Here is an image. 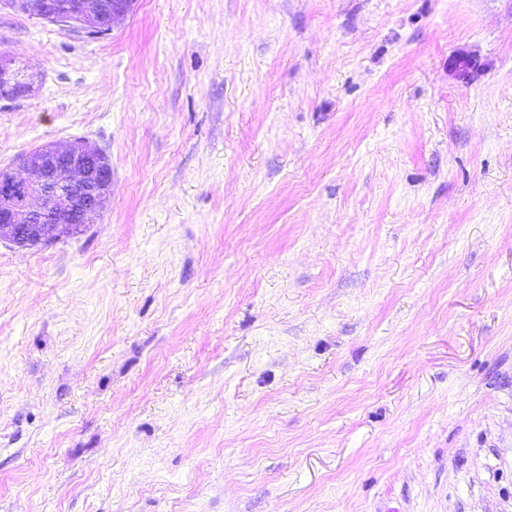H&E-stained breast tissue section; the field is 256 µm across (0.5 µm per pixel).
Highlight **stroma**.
Masks as SVG:
<instances>
[{"label": "stroma", "instance_id": "1", "mask_svg": "<svg viewBox=\"0 0 512 512\" xmlns=\"http://www.w3.org/2000/svg\"><path fill=\"white\" fill-rule=\"evenodd\" d=\"M1 51L0 168L85 140L112 196L0 242V512H512V0L0 4ZM66 1V2H56ZM16 8L34 13L42 20L87 32L108 35L117 18L123 16L132 0H10ZM10 4H7L11 7Z\"/></svg>", "mask_w": 512, "mask_h": 512}]
</instances>
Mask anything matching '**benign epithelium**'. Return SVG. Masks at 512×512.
Segmentation results:
<instances>
[{
    "mask_svg": "<svg viewBox=\"0 0 512 512\" xmlns=\"http://www.w3.org/2000/svg\"><path fill=\"white\" fill-rule=\"evenodd\" d=\"M40 19L85 32L108 35L132 0H10ZM11 59L0 54V86L19 92L10 82ZM24 175L0 169V241L19 248L53 244L79 233L100 217L112 195V166L96 146L74 140L49 143L23 154Z\"/></svg>",
    "mask_w": 512,
    "mask_h": 512,
    "instance_id": "1",
    "label": "benign epithelium"
}]
</instances>
